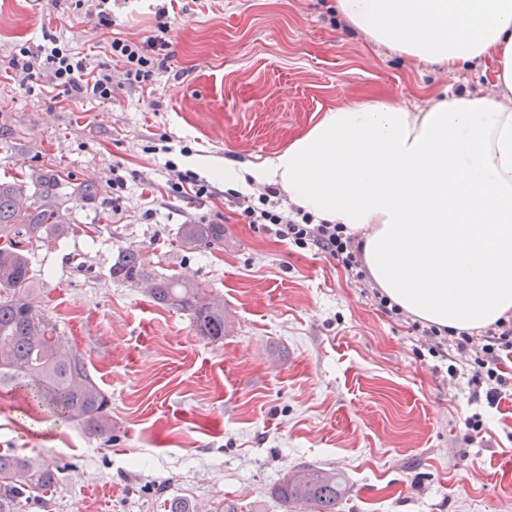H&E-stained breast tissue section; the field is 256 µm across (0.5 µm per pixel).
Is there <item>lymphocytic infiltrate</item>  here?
Here are the masks:
<instances>
[{
    "label": "lymphocytic infiltrate",
    "mask_w": 512,
    "mask_h": 512,
    "mask_svg": "<svg viewBox=\"0 0 512 512\" xmlns=\"http://www.w3.org/2000/svg\"><path fill=\"white\" fill-rule=\"evenodd\" d=\"M174 8L175 0H159L152 35L140 41L115 38L109 43V54L122 63L128 86L151 87L161 74L168 72L173 57L170 31ZM44 71L49 74L44 87L48 93L108 101L116 91L110 66L93 64L89 57L62 47L48 33L42 42L21 47L6 64H0L1 78L24 83L38 79ZM226 199L243 223L261 225L278 242L313 251L336 263L356 282H369L362 242L357 235L347 233L343 225L326 223L296 206L283 207L281 192L274 187L266 188L255 199L233 192ZM412 328L424 337L431 357L447 358L452 349L461 354L474 353L470 402L483 401L494 407L512 392V376L504 371L505 359L512 357V318H499L476 333L418 321L413 322Z\"/></svg>",
    "instance_id": "lymphocytic-infiltrate-1"
}]
</instances>
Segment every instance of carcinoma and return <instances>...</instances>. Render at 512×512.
Segmentation results:
<instances>
[{
	"label": "carcinoma",
	"instance_id": "obj_1",
	"mask_svg": "<svg viewBox=\"0 0 512 512\" xmlns=\"http://www.w3.org/2000/svg\"><path fill=\"white\" fill-rule=\"evenodd\" d=\"M68 230L46 180L0 181V382L24 391L31 407L106 436L112 433L111 398L95 382L84 356L29 296L35 274L23 244ZM222 241V224L182 225L180 245L187 250ZM111 275L188 315L202 338L224 339V303L203 283L148 271L135 247L122 250ZM56 483L53 466L0 454V512H17L21 501ZM346 493L340 473L315 465L287 474L274 490L284 507L305 506L308 512H341Z\"/></svg>",
	"mask_w": 512,
	"mask_h": 512
}]
</instances>
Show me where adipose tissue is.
Here are the masks:
<instances>
[{
  "label": "adipose tissue",
  "instance_id": "ef3b65f1",
  "mask_svg": "<svg viewBox=\"0 0 512 512\" xmlns=\"http://www.w3.org/2000/svg\"><path fill=\"white\" fill-rule=\"evenodd\" d=\"M367 41L456 73L494 55L495 96L443 92L415 111L386 97L324 112L229 185L275 186L363 236L366 266L408 314L480 330L512 316V0H336Z\"/></svg>",
  "mask_w": 512,
  "mask_h": 512
}]
</instances>
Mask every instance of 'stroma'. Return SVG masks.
<instances>
[{
    "instance_id": "obj_1",
    "label": "stroma",
    "mask_w": 512,
    "mask_h": 512,
    "mask_svg": "<svg viewBox=\"0 0 512 512\" xmlns=\"http://www.w3.org/2000/svg\"><path fill=\"white\" fill-rule=\"evenodd\" d=\"M154 0H119L97 28L88 0H0V60L50 29L104 58L142 40ZM170 70L111 102L41 95L0 81V178L55 177L71 229L31 246V294L112 398L103 439L0 386V452L58 471L19 512H195L228 503L286 512L273 489L301 465L336 470L342 512H512V398L470 404V365L419 359L410 321L386 317L362 286L313 252L242 223L223 194L188 204L173 169L209 178L215 161L257 164L327 110L386 96L425 108L445 88L490 94L484 65L448 74L366 41L323 0H180ZM127 178L112 213L113 166ZM184 224H220L221 244L185 250ZM209 285L231 328L197 336L189 316L116 281L119 252ZM484 430L467 441L463 420Z\"/></svg>"
}]
</instances>
